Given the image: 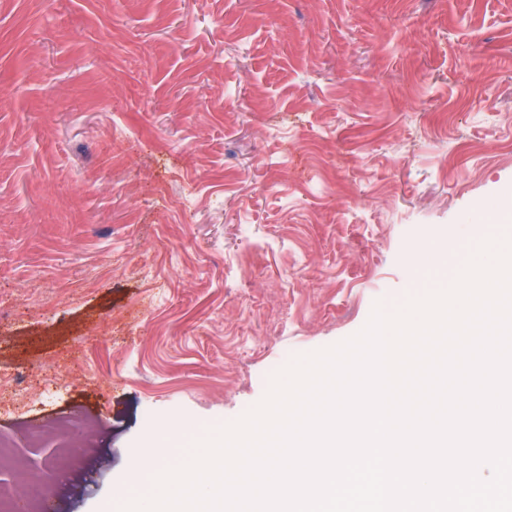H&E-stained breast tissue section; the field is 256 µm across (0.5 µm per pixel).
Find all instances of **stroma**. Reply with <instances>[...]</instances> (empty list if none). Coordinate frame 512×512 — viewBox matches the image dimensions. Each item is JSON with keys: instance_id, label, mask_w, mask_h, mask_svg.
Listing matches in <instances>:
<instances>
[{"instance_id": "obj_1", "label": "stroma", "mask_w": 512, "mask_h": 512, "mask_svg": "<svg viewBox=\"0 0 512 512\" xmlns=\"http://www.w3.org/2000/svg\"><path fill=\"white\" fill-rule=\"evenodd\" d=\"M511 201L512 0H0V439L118 512Z\"/></svg>"}]
</instances>
